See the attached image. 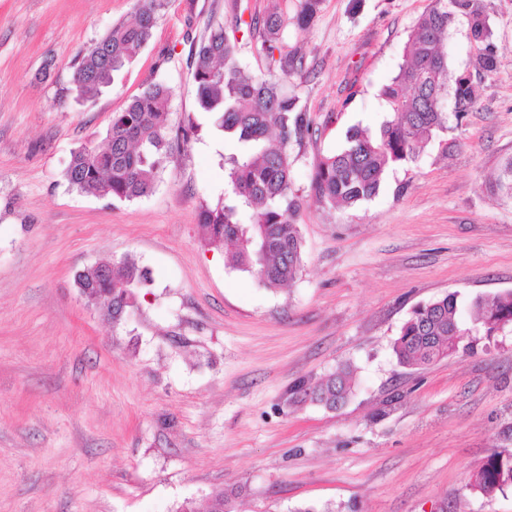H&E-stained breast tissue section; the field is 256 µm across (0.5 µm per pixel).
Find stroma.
Instances as JSON below:
<instances>
[{"instance_id": "stroma-1", "label": "stroma", "mask_w": 512, "mask_h": 512, "mask_svg": "<svg viewBox=\"0 0 512 512\" xmlns=\"http://www.w3.org/2000/svg\"><path fill=\"white\" fill-rule=\"evenodd\" d=\"M294 4L172 0L114 83L79 97L76 59L135 0H0V512H205L236 487L234 512H512V489L467 487L512 448V330L456 337L419 368L393 353L416 305L453 294L467 322L475 299L512 291V201L488 190L512 157V0H472L498 55L474 111L353 207L309 199L313 163L350 128L379 129L378 91L432 0H323L289 30L303 67L287 87L317 132L294 150L302 270L268 290L204 242L200 208L223 199L239 145L200 108L191 53ZM151 83L171 88L167 125L194 127L192 148L140 198L69 187L72 153ZM127 255L149 281L115 322L76 276ZM343 365V406L289 401Z\"/></svg>"}]
</instances>
